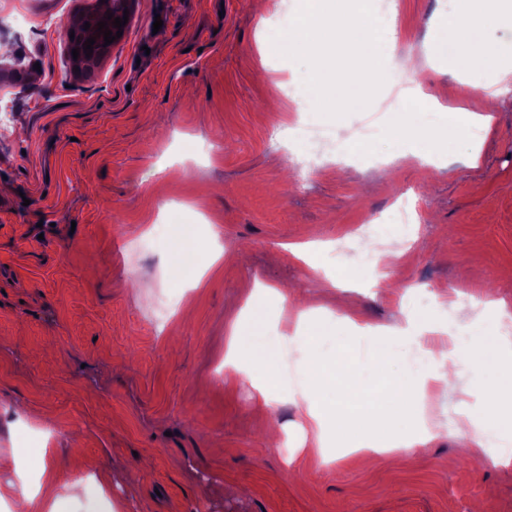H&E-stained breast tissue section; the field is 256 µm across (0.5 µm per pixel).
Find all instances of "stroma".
<instances>
[{"label":"stroma","instance_id":"obj_1","mask_svg":"<svg viewBox=\"0 0 512 512\" xmlns=\"http://www.w3.org/2000/svg\"><path fill=\"white\" fill-rule=\"evenodd\" d=\"M100 0H0V512L7 487L40 481L30 456L64 474L65 512H512V467L468 457L446 434L428 452L345 453L300 445L283 396L265 407L247 377H224V351L255 288L259 343L284 383H304L301 345L286 348V315L335 274L295 258L291 244L347 242L359 225L417 205L416 238L392 235L389 266L351 259L348 289L362 322L407 319V290L441 306L505 300L512 311V96L498 102L478 165L461 137L447 167L422 170L420 126L391 132L403 100L385 86L367 113L326 106L307 115L336 144L361 138L344 163L297 167L281 138L294 115L279 92L305 55L269 37L286 0H133L122 38L91 75L67 57L72 16ZM400 50L422 54L431 16L448 0H395ZM32 24L16 30L12 18ZM161 29H154L155 20ZM496 78L473 59L428 69L447 105L480 110L473 87ZM336 303L315 315L324 357L347 350L368 383L372 348Z\"/></svg>","mask_w":512,"mask_h":512}]
</instances>
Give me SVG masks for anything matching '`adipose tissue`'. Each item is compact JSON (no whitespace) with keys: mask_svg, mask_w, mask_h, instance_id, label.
<instances>
[{"mask_svg":"<svg viewBox=\"0 0 512 512\" xmlns=\"http://www.w3.org/2000/svg\"><path fill=\"white\" fill-rule=\"evenodd\" d=\"M450 13L439 14L430 22L424 44V59L407 57L400 63L406 77L404 89L407 112L439 113L442 122L433 134L436 146H447L460 136H477L487 131L495 119L499 98L512 92V66L500 69L494 88L483 91L484 112L462 106L449 107L427 92L419 74L424 63L454 54L458 62L470 58L496 62L497 56L482 35L483 22L512 18V0H449ZM342 8L340 0H301L299 11L288 21L283 41L289 52L306 53L312 66L296 78L293 96L297 112L304 113L321 102H333L353 112L364 111L374 102L388 76L396 49V13L379 12L375 0H350ZM271 291L260 288L248 302L250 318L235 327L227 344L224 367L230 374L246 373L261 404H268L278 393L276 368L265 355L246 349L243 342L262 325L264 300ZM377 339L372 358L382 365L386 350L406 340L414 345L424 361L421 374L407 373L382 380L369 387L354 372L348 360L328 362L323 355L310 353L302 388L289 391L288 401L302 420L300 430L316 448L339 441L351 447L380 452L386 433L400 431L405 447L421 453L443 431H470L474 448H497L494 465L512 464V413L500 409L498 396L512 390V355L496 360L498 378L473 385L472 398L479 399L489 412L487 423H477L474 411L464 402L456 409L451 424L432 423L425 417H412V405L426 406L437 390L450 388L457 372V349L464 338L445 323L422 321L413 336H405L397 325L368 327Z\"/></svg>","mask_w":512,"mask_h":512,"instance_id":"ef3b65f1","label":"adipose tissue"}]
</instances>
